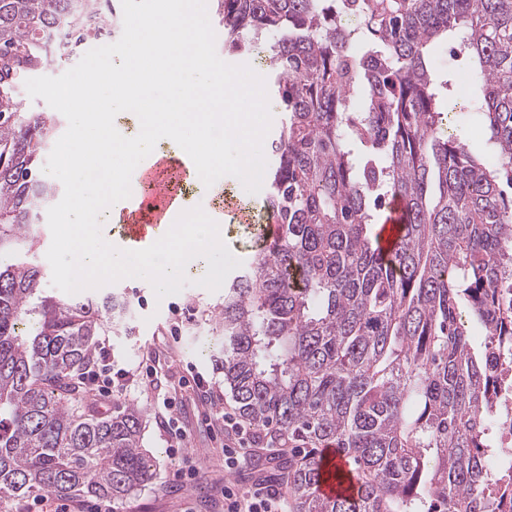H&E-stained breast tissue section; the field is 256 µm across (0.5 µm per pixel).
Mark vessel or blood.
Masks as SVG:
<instances>
[{
	"mask_svg": "<svg viewBox=\"0 0 512 512\" xmlns=\"http://www.w3.org/2000/svg\"><path fill=\"white\" fill-rule=\"evenodd\" d=\"M186 172V165L174 157L159 158L152 167L138 172L136 189L118 218V245L140 249L155 242L156 230L167 212L181 203L173 182L185 176ZM400 215L399 204H392L389 216L379 231L383 249H390L396 240ZM323 464L324 474L318 485L321 495L333 496L354 491V476L345 461L337 457L335 449H324Z\"/></svg>",
	"mask_w": 512,
	"mask_h": 512,
	"instance_id": "b4317fda",
	"label": "vessel or blood"
}]
</instances>
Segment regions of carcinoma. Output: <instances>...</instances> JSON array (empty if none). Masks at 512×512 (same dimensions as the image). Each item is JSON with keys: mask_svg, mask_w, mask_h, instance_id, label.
<instances>
[{"mask_svg": "<svg viewBox=\"0 0 512 512\" xmlns=\"http://www.w3.org/2000/svg\"><path fill=\"white\" fill-rule=\"evenodd\" d=\"M224 48L266 53L275 107L265 210L276 230L224 290L217 369L242 418L288 434L293 512H503L491 470L496 396L512 373V0H218ZM358 26L351 29L347 22ZM99 0H0L15 74L49 62L51 34L97 35ZM467 54L482 94L460 103L488 136L475 156L448 117L434 57ZM55 116L0 83V499L120 500L154 478L144 412L91 413L79 375L119 329L118 294L41 295L28 260L55 196L40 178ZM403 202L391 255L381 212ZM480 326L474 351L463 313ZM357 490L325 498L322 451Z\"/></svg>", "mask_w": 512, "mask_h": 512, "instance_id": "1", "label": "carcinoma"}]
</instances>
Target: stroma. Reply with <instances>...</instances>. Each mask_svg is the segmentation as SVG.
<instances>
[{"label":"stroma","mask_w":512,"mask_h":512,"mask_svg":"<svg viewBox=\"0 0 512 512\" xmlns=\"http://www.w3.org/2000/svg\"><path fill=\"white\" fill-rule=\"evenodd\" d=\"M224 191L252 211L251 223L225 221L222 236L232 253L245 261L260 243L265 223L264 196L246 192L232 176L225 177ZM199 278V273H191L189 284L178 294L160 300L148 281L135 278L96 290L100 296L124 294L131 304L129 332L110 331L101 338L115 364L135 367L147 359L157 370L152 381L137 380L125 390L91 399L92 412L101 417L127 405L146 413L143 446L156 460V475L126 500L116 502L117 512H224L225 484L246 487L261 479L279 481L284 476L287 453L266 442L253 449L246 465L231 470L224 465L221 416L237 413L224 375L216 369L212 357L220 345L212 319L224 304V293L200 287ZM199 379L209 383L212 401L201 400L193 390V383ZM166 392L177 396L169 414L157 405L158 395ZM168 418L186 432L180 447H171L168 442L163 429ZM189 457L198 467L191 483L180 478Z\"/></svg>","instance_id":"1"}]
</instances>
